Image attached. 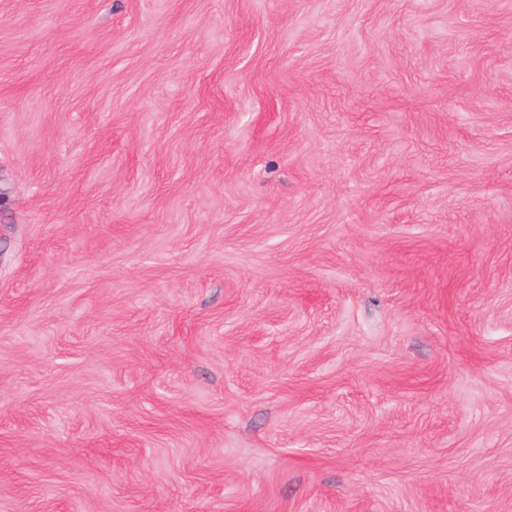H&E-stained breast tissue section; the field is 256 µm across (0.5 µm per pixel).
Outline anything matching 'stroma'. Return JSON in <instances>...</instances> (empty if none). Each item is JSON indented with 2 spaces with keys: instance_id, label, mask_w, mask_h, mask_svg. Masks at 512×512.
I'll use <instances>...</instances> for the list:
<instances>
[{
  "instance_id": "stroma-1",
  "label": "stroma",
  "mask_w": 512,
  "mask_h": 512,
  "mask_svg": "<svg viewBox=\"0 0 512 512\" xmlns=\"http://www.w3.org/2000/svg\"><path fill=\"white\" fill-rule=\"evenodd\" d=\"M0 512H512V0H0Z\"/></svg>"
}]
</instances>
